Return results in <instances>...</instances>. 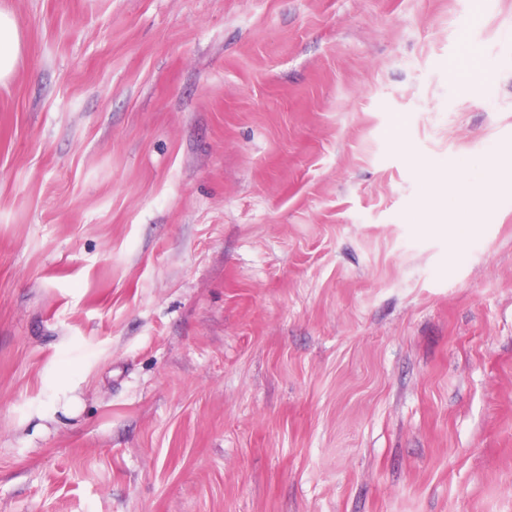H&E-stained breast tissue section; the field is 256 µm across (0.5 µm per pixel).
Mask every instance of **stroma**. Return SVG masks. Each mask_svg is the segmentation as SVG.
Segmentation results:
<instances>
[{
  "label": "stroma",
  "mask_w": 512,
  "mask_h": 512,
  "mask_svg": "<svg viewBox=\"0 0 512 512\" xmlns=\"http://www.w3.org/2000/svg\"><path fill=\"white\" fill-rule=\"evenodd\" d=\"M0 8V512H512V0ZM22 51V36L11 13L0 9V84H6Z\"/></svg>",
  "instance_id": "obj_1"
}]
</instances>
